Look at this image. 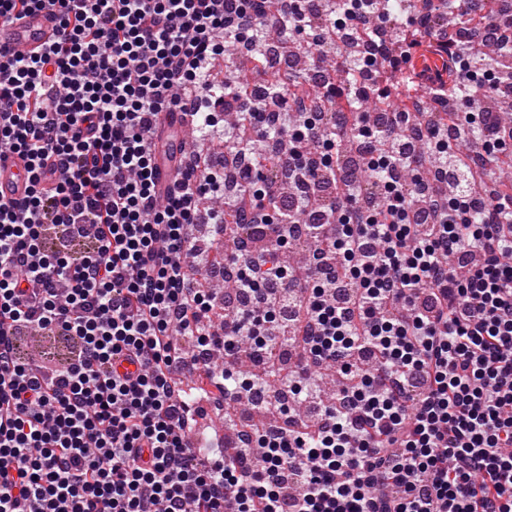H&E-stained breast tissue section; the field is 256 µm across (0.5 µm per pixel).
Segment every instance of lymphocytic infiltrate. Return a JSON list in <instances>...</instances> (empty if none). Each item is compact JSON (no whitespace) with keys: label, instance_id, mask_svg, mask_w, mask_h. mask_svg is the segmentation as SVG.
Here are the masks:
<instances>
[{"label":"lymphocytic infiltrate","instance_id":"1","mask_svg":"<svg viewBox=\"0 0 512 512\" xmlns=\"http://www.w3.org/2000/svg\"><path fill=\"white\" fill-rule=\"evenodd\" d=\"M46 7L53 43L0 49V153L26 158L31 174L23 202L0 203V512H512V196L467 178L498 167L512 140L482 104L506 89L478 84L490 64L469 53L477 40L512 57L496 16L472 6L463 38L421 30L455 66L435 98L466 91L475 136L435 112L413 146L403 127L350 121L357 98L328 69H315L316 89L343 102L337 111L269 80L266 27L326 47L318 0L303 11L282 0L274 15L254 0H0V19ZM390 21L348 0L339 28ZM230 39L301 124L250 110L252 86L213 82ZM178 109L207 133L237 112L291 166L292 191L275 197L276 177H254L259 158L239 141L249 204L225 196L223 171L200 151L159 195L157 116ZM336 128L370 140L375 181L339 172L324 136ZM229 215L272 248L225 258L235 291L254 297L227 331L210 318L221 299L197 281L209 253L190 227ZM296 224L311 260L290 267L280 255ZM287 305L297 361L286 370L276 313ZM35 329L75 341L65 364L22 361ZM328 369L339 391L312 428L194 454L196 400L262 392L266 411L291 419ZM275 385L291 403L269 398Z\"/></svg>","mask_w":512,"mask_h":512}]
</instances>
